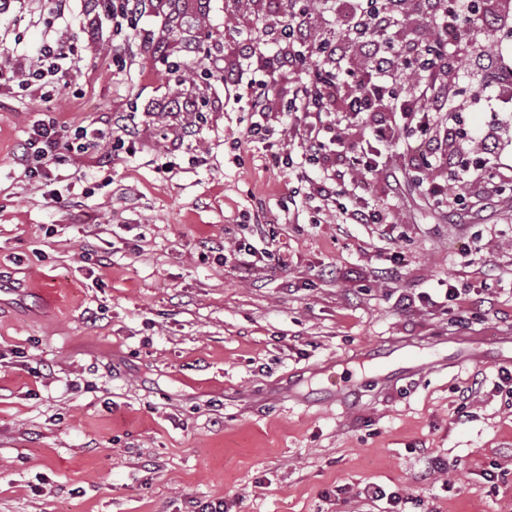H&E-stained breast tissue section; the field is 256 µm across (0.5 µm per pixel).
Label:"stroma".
I'll return each mask as SVG.
<instances>
[{
	"label": "stroma",
	"instance_id": "obj_1",
	"mask_svg": "<svg viewBox=\"0 0 512 512\" xmlns=\"http://www.w3.org/2000/svg\"><path fill=\"white\" fill-rule=\"evenodd\" d=\"M53 0L0 15V69L36 56ZM503 20L470 27L487 60H512ZM253 0H210L199 27L143 18L152 47L131 69L126 45L74 14L59 25L82 49L55 95L60 123L110 130L133 152L83 158L78 201L24 176L21 145L43 104L0 94V512H377L376 484L425 512H512V400L489 364L426 367L370 380L347 406L320 393L321 367L392 344L454 351L512 337V104L499 70L461 60L448 123L456 165L436 170L464 210L439 208L412 177L406 146L383 148L363 176L345 155L371 123L341 128L331 160L339 193L389 213L340 224L310 197L322 167L272 165L299 137L273 111L274 136H245L249 112L220 77L175 84L161 57L197 29L227 65L251 36ZM214 104L168 109L173 97ZM175 148L172 173L156 171ZM254 245L251 263L237 261ZM104 264L85 259L86 248ZM288 257L279 266L264 250ZM228 262H221V255ZM459 296L445 298L447 287Z\"/></svg>",
	"mask_w": 512,
	"mask_h": 512
}]
</instances>
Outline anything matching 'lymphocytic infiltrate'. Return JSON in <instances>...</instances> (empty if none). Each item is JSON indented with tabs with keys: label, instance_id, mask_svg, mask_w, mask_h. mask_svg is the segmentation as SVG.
<instances>
[{
	"label": "lymphocytic infiltrate",
	"instance_id": "lymphocytic-infiltrate-1",
	"mask_svg": "<svg viewBox=\"0 0 512 512\" xmlns=\"http://www.w3.org/2000/svg\"><path fill=\"white\" fill-rule=\"evenodd\" d=\"M156 0H82V11L90 23L112 27L124 34L128 45L142 44L143 36L138 21L153 10ZM325 8L338 18L342 25L360 42L371 36L390 32L395 21L406 9L405 0H324ZM415 6L432 27L446 29L449 22H457L455 41L463 45L469 41V32L460 22L478 11L494 14V7H481L478 0H415ZM70 11V0H56L54 17L46 21L47 32L39 47L37 59L23 54L12 57L9 76L0 80V86L21 97H37L46 108L41 118L35 120L22 144L20 161L25 174L32 182L48 177L51 169L64 166L71 156L98 151L103 142L99 130L79 126L70 134H63L52 100L55 83L60 74L78 72L81 57L76 45L61 40L55 29L57 20ZM311 21L304 11L282 17L273 9L260 14L258 36L274 38L286 45L282 56L255 64L254 53L243 50L242 59L233 68H225L224 53L211 45L206 33H197L188 51L204 61L205 71L212 76H223L229 97L243 104L252 112L254 121L247 131L250 142L266 141L270 134L269 97L270 82L284 75L304 72V81L292 89L293 112L304 120L296 154H283V165L293 160L312 164L325 159L327 145L320 132L328 123H343L360 116L376 123V144H363L358 149L357 165L363 174L378 171L380 152L378 143H389L399 134L408 133L421 139L423 155L435 165H452L451 149L458 137L457 128L443 124L448 112V76L456 69L457 61L447 49L426 53L424 44L410 43L403 46L399 55H391L380 48H373L370 64L355 83L337 85V69L344 56L333 43L317 44L319 62L307 65L298 53L309 42ZM265 71L267 78L255 80V69ZM335 178L328 177L313 186V193L326 204L334 205L336 218L342 224H385L387 213L362 205L352 207L339 203Z\"/></svg>",
	"mask_w": 512,
	"mask_h": 512
}]
</instances>
